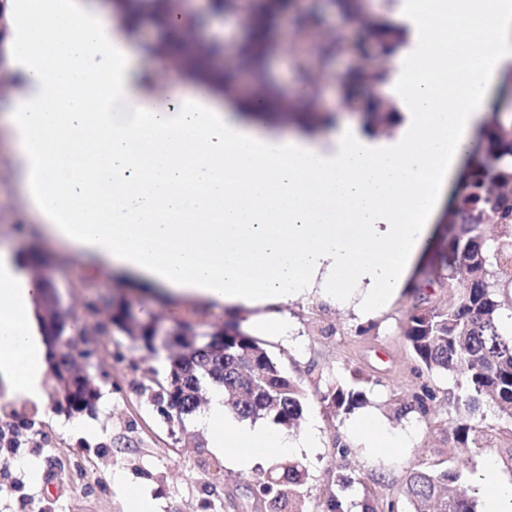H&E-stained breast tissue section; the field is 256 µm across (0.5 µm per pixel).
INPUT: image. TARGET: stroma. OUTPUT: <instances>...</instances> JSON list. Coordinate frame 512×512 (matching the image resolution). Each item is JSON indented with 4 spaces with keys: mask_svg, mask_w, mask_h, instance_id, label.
I'll list each match as a JSON object with an SVG mask.
<instances>
[{
    "mask_svg": "<svg viewBox=\"0 0 512 512\" xmlns=\"http://www.w3.org/2000/svg\"><path fill=\"white\" fill-rule=\"evenodd\" d=\"M37 222L17 190L10 144L0 128V238L11 241L15 256L35 258L31 273L47 278L67 309L66 333L76 339L77 363L99 389L92 412L71 416L55 378H47L37 402L0 388V426L18 429L26 440L10 474L0 476V512H126L132 491L152 512H271L262 488L277 462L298 465L306 474L295 497L298 512H321L333 494L352 503V512H361L368 498L394 502L397 512H407L399 488L412 469L457 467L468 481L490 460L512 483V437L503 433L504 422L491 407L482 406L476 419L490 445L459 453L451 399L461 394L460 381L420 373L402 334L416 305L410 289L366 322L353 309L314 296L293 301L284 307L292 325L288 335L258 333L271 359L306 391L289 437L313 428L318 440L307 452H275L242 470L210 448L206 429L194 419L180 425L157 409L151 394L166 372L168 352L148 349L115 326L109 302L125 297L142 320L188 333L242 324L245 316L136 287L108 270L86 269L64 244L39 235ZM356 371L366 381L368 398L360 413L376 414L391 433L410 434V445L366 447L353 430L358 413H339L323 402L328 389L351 384ZM425 385L436 393L428 415L395 417L397 401H413ZM117 474L123 483L114 482Z\"/></svg>",
    "mask_w": 512,
    "mask_h": 512,
    "instance_id": "obj_1",
    "label": "stroma"
}]
</instances>
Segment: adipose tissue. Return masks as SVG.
<instances>
[{
	"label": "adipose tissue",
	"instance_id": "obj_1",
	"mask_svg": "<svg viewBox=\"0 0 512 512\" xmlns=\"http://www.w3.org/2000/svg\"><path fill=\"white\" fill-rule=\"evenodd\" d=\"M419 31L376 91L398 116L372 135L337 119L324 135L284 134L224 111L203 86L157 106L132 49L109 36L91 0H11L6 65L17 87L4 120L19 191L40 231L87 268L145 288L251 313L287 334L280 306L313 293L377 315L411 285L439 214L512 70V0H406L393 24ZM96 159L80 168L86 144ZM112 194L107 206L92 186ZM39 285L0 251V383L40 400L47 338ZM212 448L248 469L314 447L272 425L241 428L214 392L202 417Z\"/></svg>",
	"mask_w": 512,
	"mask_h": 512
}]
</instances>
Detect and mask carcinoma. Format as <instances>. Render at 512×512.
I'll return each instance as SVG.
<instances>
[{
  "label": "carcinoma",
  "mask_w": 512,
  "mask_h": 512,
  "mask_svg": "<svg viewBox=\"0 0 512 512\" xmlns=\"http://www.w3.org/2000/svg\"><path fill=\"white\" fill-rule=\"evenodd\" d=\"M112 16L138 33L146 27L160 31L158 41L172 44L181 58L182 78L188 84L208 85L212 93L236 97L232 76L215 69L213 60L224 50L219 40L185 48L178 42L175 28L191 26L187 14L176 15L169 0H119ZM342 14L361 21L366 37L354 45L356 65L343 73H332L331 64L342 50V35L329 30L315 47L317 69H305L307 50L297 55L300 81L317 83L332 75L342 100L360 98L363 89H375L386 79L381 66L368 67L374 55L385 59L401 43V30L380 29L363 13L360 0H329ZM290 8V0H249V25L237 45L243 69L260 68L267 58L279 18ZM277 110L275 118L295 124L306 133H315L331 123L333 115L322 112L316 99L290 96L272 84L252 93ZM361 113L366 131L375 134L393 123V109L379 98L363 102ZM495 224L500 239L491 243L484 226ZM440 253L448 267V306L418 308L408 318L403 336L420 366L428 373L458 374L469 400L488 399L499 416L512 423V336L502 332L501 320L506 301L496 288L494 267L512 263V111L496 104L480 133L479 153L467 174L465 193L448 211V225ZM42 300L48 320H40L47 336H60L67 323V312L55 308L51 287L42 284ZM112 322L137 339L147 342L154 335V323L133 320L126 304L113 308ZM224 340L191 357L170 359L169 367L185 374L181 405L169 415L178 423L193 415L204 400L206 387L224 390L226 404L242 419L268 418L277 426L293 428L301 417L305 391L300 381L286 375L272 361L261 342L240 330L236 324L215 332ZM336 411L348 413L366 404L365 392L357 387L338 386L322 395ZM98 395L80 386L73 394L70 411L92 410ZM453 435L457 444L467 447L481 442L480 431L467 413L459 412ZM271 490L274 503L301 486L305 473L297 466L274 465ZM461 480L457 469L411 470L401 492L413 504L412 512H476L475 502L465 489L444 493Z\"/></svg>",
  "instance_id": "obj_1"
}]
</instances>
